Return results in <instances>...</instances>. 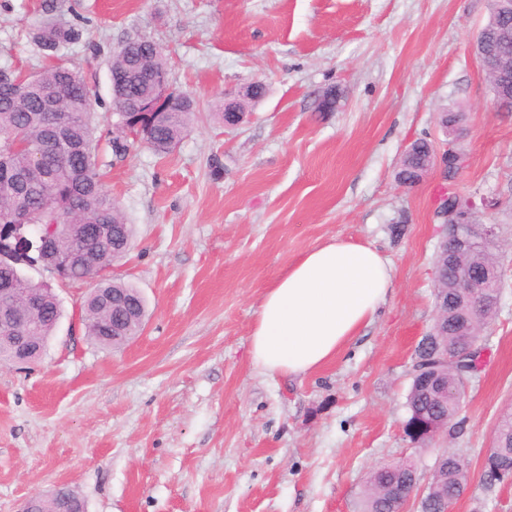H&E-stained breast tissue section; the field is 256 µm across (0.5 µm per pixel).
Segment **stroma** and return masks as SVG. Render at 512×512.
I'll return each instance as SVG.
<instances>
[{"instance_id":"35a3bbf8","label":"stroma","mask_w":512,"mask_h":512,"mask_svg":"<svg viewBox=\"0 0 512 512\" xmlns=\"http://www.w3.org/2000/svg\"><path fill=\"white\" fill-rule=\"evenodd\" d=\"M488 0H0V68L44 70L32 32L85 26L68 46L112 126L109 55L146 35L169 57L172 91L193 98L170 155L145 143L100 154L103 181L134 229L114 276L147 316L118 349L87 335L92 285H56L63 317L33 366L0 365V512L59 485L87 512H357L362 483L439 452L470 473L454 512H512V483L487 486L483 459L512 412V112L499 111L473 45ZM266 92L238 126L216 105ZM335 91L336 105L319 102ZM461 115L468 156L411 187L396 178L416 139L445 141ZM484 195L497 227L501 295L455 435L405 436L415 349L435 317L434 212L447 191ZM338 237L388 257L396 287L379 317L321 369L269 375L250 357L262 296L306 251Z\"/></svg>"}]
</instances>
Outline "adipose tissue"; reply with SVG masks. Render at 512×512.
Returning <instances> with one entry per match:
<instances>
[{
    "mask_svg": "<svg viewBox=\"0 0 512 512\" xmlns=\"http://www.w3.org/2000/svg\"><path fill=\"white\" fill-rule=\"evenodd\" d=\"M395 286L378 249L331 238L265 291L251 332L252 362L273 376L321 368L374 321Z\"/></svg>",
    "mask_w": 512,
    "mask_h": 512,
    "instance_id": "obj_1",
    "label": "adipose tissue"
}]
</instances>
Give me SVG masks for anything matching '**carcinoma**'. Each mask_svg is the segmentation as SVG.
<instances>
[{"mask_svg":"<svg viewBox=\"0 0 512 512\" xmlns=\"http://www.w3.org/2000/svg\"><path fill=\"white\" fill-rule=\"evenodd\" d=\"M85 29L54 18L46 19L34 32L33 41L52 65L38 74L19 80V74L0 69V148L10 152L9 160L0 163V224H9L18 216H29L37 224L55 226V245L59 258H69L67 281L76 282L97 274V287L122 294L128 301L127 311L118 314L97 306V291L85 300L80 317L87 334L103 348L123 345L139 334L146 307L141 305L137 289L107 275L112 261L124 255L132 241L133 227L126 223L120 209L103 187L98 169L99 140L92 115V104L85 80L70 61L60 54L66 45L83 40ZM110 73L128 77L112 99L117 116L114 129L107 132L106 145L116 156H123L131 142L142 140L158 155H168L188 131L193 100L171 93L159 106L160 118L148 112L158 97L157 82L168 80L169 63L159 45L150 37L137 35L127 39L110 54ZM493 101L503 112H512V86H490ZM65 135L67 147L58 153L43 155L42 170L47 175L46 194L25 181L23 173L29 162L28 151H16L15 143L34 145L54 131ZM433 143L414 141V155L401 160L398 180L413 185L424 170L421 162ZM125 225L126 235L112 246V225ZM461 270L472 275L484 274L485 267L498 264L494 253L476 248L460 259ZM9 281L20 296L29 295L39 302L31 314L32 335H53L63 312L50 284L35 281L21 272H0V283ZM120 318L123 331L112 338V322ZM448 384L454 394L440 401L435 394L411 382L407 396L408 413L421 411L447 420L446 429L454 432L453 420L465 398L468 380L453 362H448ZM500 446L490 448L485 462L487 484L496 474L495 468L512 471V413H503L496 424ZM385 472L372 471L364 480L359 512H398L393 488L405 485L403 475L409 465L403 461L388 464ZM469 474L464 462L455 454L448 455V470H441L430 484L432 492L420 503V512H434L437 499L458 493L468 486Z\"/></svg>","mask_w":512,"mask_h":512,"instance_id":"obj_1","label":"carcinoma"}]
</instances>
